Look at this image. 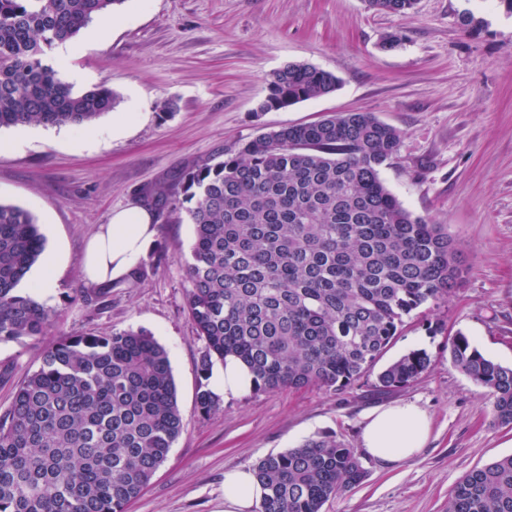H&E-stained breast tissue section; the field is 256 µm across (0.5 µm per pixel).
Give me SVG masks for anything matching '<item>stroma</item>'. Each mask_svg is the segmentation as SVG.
<instances>
[{"mask_svg": "<svg viewBox=\"0 0 512 512\" xmlns=\"http://www.w3.org/2000/svg\"><path fill=\"white\" fill-rule=\"evenodd\" d=\"M396 30L404 43L381 49ZM70 47L63 66L55 49L46 52L58 76L78 92L106 85L119 100L93 122V139L79 125L0 128L10 145L0 150V202L34 214L57 277L45 301L56 313L49 334L0 343V364L13 366L0 412L58 337L144 328L169 352L184 429L127 512H224L226 469L255 468L315 436H336L367 472L322 512H447L466 473L512 455V426L496 423L487 390L448 360V338L461 332L512 365V13L502 0H418L404 17L364 0H124L110 25L94 22ZM289 63L332 72L340 84L255 115L268 75ZM339 112H370L401 132L400 153L380 176L407 210L456 241L466 272L348 388L250 392L201 414L203 342L179 261L193 243L187 214L157 218L145 280L113 289L100 308L83 301L84 243L142 191L173 188L183 171L260 133ZM413 349L428 353L427 372L378 392L379 372ZM399 402L427 412L429 440L414 458L372 459L361 446L364 417Z\"/></svg>", "mask_w": 512, "mask_h": 512, "instance_id": "1", "label": "stroma"}]
</instances>
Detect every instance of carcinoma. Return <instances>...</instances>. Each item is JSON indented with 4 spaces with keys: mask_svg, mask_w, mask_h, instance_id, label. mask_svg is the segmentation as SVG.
Returning <instances> with one entry per match:
<instances>
[{
    "mask_svg": "<svg viewBox=\"0 0 512 512\" xmlns=\"http://www.w3.org/2000/svg\"><path fill=\"white\" fill-rule=\"evenodd\" d=\"M408 14L416 0H365ZM124 0H0V128L82 125L117 104L112 89L79 93L46 62ZM327 71L291 63L267 77L258 112L326 96ZM401 133L370 112L264 132L176 177L139 201L194 224L185 268L188 308L204 342L198 409L216 398L207 381L224 357L243 360L254 391L343 390L386 352L405 319L447 296L464 265L457 243L407 211L380 178ZM33 214L0 203V343L38 340L56 314L22 291L44 250ZM452 366L484 387L496 420L512 425V365L459 332ZM412 350L377 377L391 392L425 373ZM184 428L167 350L146 329L62 336L16 385L0 413V512H125ZM266 494L258 512H321L366 471L332 435L270 454L255 467ZM448 512H512V455L468 472Z\"/></svg>",
    "mask_w": 512,
    "mask_h": 512,
    "instance_id": "1",
    "label": "carcinoma"
}]
</instances>
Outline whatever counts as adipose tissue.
Here are the masks:
<instances>
[{"instance_id":"1","label":"adipose tissue","mask_w":512,"mask_h":512,"mask_svg":"<svg viewBox=\"0 0 512 512\" xmlns=\"http://www.w3.org/2000/svg\"><path fill=\"white\" fill-rule=\"evenodd\" d=\"M155 234L154 217L143 206L115 211L109 223L88 239L81 259L83 281L92 287L122 279L146 256ZM429 434L426 413L411 402L373 410L362 429L368 455L394 463L418 455ZM265 490L254 471L233 467L224 472V512H256Z\"/></svg>"}]
</instances>
